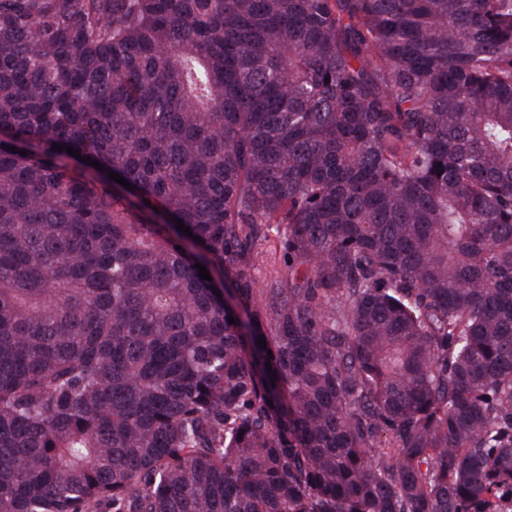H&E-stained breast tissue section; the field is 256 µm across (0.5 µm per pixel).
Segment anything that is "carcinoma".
Segmentation results:
<instances>
[{
  "instance_id": "carcinoma-1",
  "label": "carcinoma",
  "mask_w": 512,
  "mask_h": 512,
  "mask_svg": "<svg viewBox=\"0 0 512 512\" xmlns=\"http://www.w3.org/2000/svg\"><path fill=\"white\" fill-rule=\"evenodd\" d=\"M507 503L512 0H0V512Z\"/></svg>"
}]
</instances>
